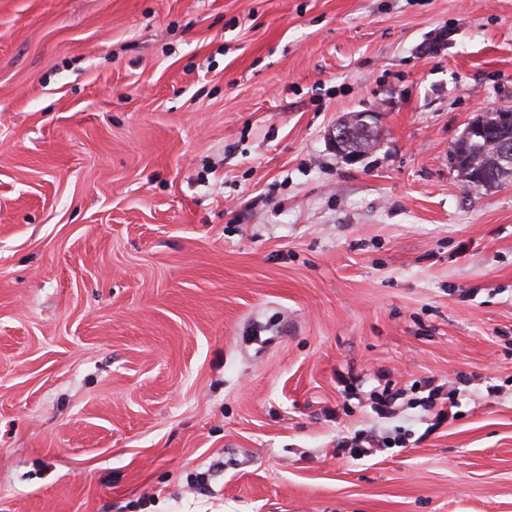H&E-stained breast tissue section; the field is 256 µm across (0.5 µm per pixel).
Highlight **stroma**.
Here are the masks:
<instances>
[{"instance_id": "obj_1", "label": "stroma", "mask_w": 512, "mask_h": 512, "mask_svg": "<svg viewBox=\"0 0 512 512\" xmlns=\"http://www.w3.org/2000/svg\"><path fill=\"white\" fill-rule=\"evenodd\" d=\"M504 103L512 0H0V512H512ZM473 120L476 122H472L469 126V132L480 135L482 130L478 123H481L483 128L488 129V131L483 139L468 140L461 136L454 142L456 154L461 159L459 167L456 168L459 176L468 184L470 177L474 173H478L484 182L490 184V187L498 186L507 181L511 182L512 169L509 173H506L498 165V160L500 159L502 168L512 167V144L511 146L509 143L505 144L499 153L497 140L501 138L502 132L500 130L508 131L512 129V108H504L499 114L496 109L492 112H484L477 115ZM497 120L500 130L495 129L498 125ZM471 180L477 186L474 187V184L470 183L471 188H483L477 175H473ZM361 122L362 127L370 133L372 139L376 136H380V126H379V118L380 112L376 110H368L359 114V112H352L345 116L348 120L346 126L350 129V137L347 148L344 151L347 153H358V154H345L343 148L345 147V141L347 139V132L345 123L339 121L336 123L335 128L332 131V143L337 153L344 154L348 159L355 161L360 158L364 153L369 152L372 148L375 147L376 142L370 141L364 134L362 128L360 127ZM361 154V155H359ZM446 384L447 382H437V378L434 376L428 377L420 385L419 389L421 390L418 391L426 393V395L409 398L405 402L407 389L396 388L395 384L386 382L382 388H379V385L369 392L370 408L381 419H393L403 411L401 408L405 403L410 406L415 403L423 411L433 413L436 424H443L449 420H455L461 415V411L456 410L459 408L458 396L461 390L459 387L445 390ZM436 424L434 423L432 426ZM390 438V436L377 437L373 435L360 438L355 435L348 448H361L357 453L358 458L370 456L382 450L383 447L390 448L387 446L391 442Z\"/></svg>"}]
</instances>
